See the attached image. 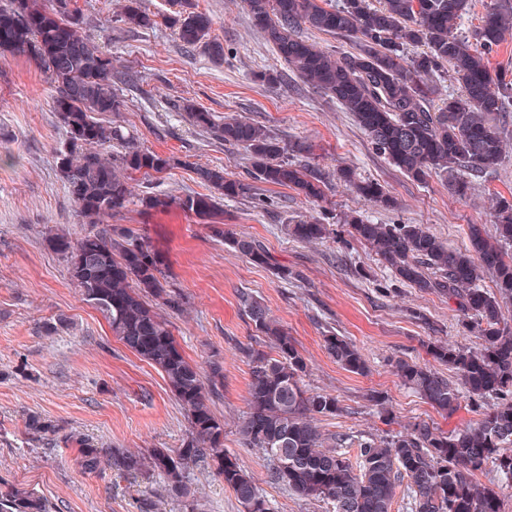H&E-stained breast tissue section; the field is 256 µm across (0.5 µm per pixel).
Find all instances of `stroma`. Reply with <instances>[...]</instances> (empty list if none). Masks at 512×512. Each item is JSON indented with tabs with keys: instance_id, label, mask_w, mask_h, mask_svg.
Returning a JSON list of instances; mask_svg holds the SVG:
<instances>
[{
	"instance_id": "35a3bbf8",
	"label": "stroma",
	"mask_w": 512,
	"mask_h": 512,
	"mask_svg": "<svg viewBox=\"0 0 512 512\" xmlns=\"http://www.w3.org/2000/svg\"><path fill=\"white\" fill-rule=\"evenodd\" d=\"M127 0H70L82 30L111 57L116 70L133 74L119 85L125 106L104 113V123L133 131L140 143L168 158V170L140 179L141 189L182 197L205 192L197 167L218 166L241 179L251 168L245 151L207 138L182 116L188 100L219 116L241 115L266 125L293 161L319 168L324 197L312 201L291 188L256 183L255 195L225 200L226 230L258 240L273 264L256 266L215 236L211 225L173 207L146 214L137 206L112 216L135 228L162 252L181 309L166 310L185 357L201 367L220 361L224 386L215 412L224 421V446L263 481L273 512H325L265 480L267 462L244 447L236 423L248 408L246 350L264 348L238 295L260 299L292 338L307 363L308 389L336 396L342 412L323 418V430L382 436L424 420L442 432L475 424L469 403L453 414L434 410L402 385L391 363L412 358L434 365L432 343L477 349L453 303L410 286L390 273L345 223L358 216L376 224H423L449 247L469 243L474 224L491 228L497 197L512 200V152L466 195L451 193L438 177L417 182L373 148L349 113L301 82L253 26L244 0H193L213 20L224 60L186 53L160 17L175 0H139L157 22L129 29L120 20ZM278 81L262 83L258 74ZM55 88L27 59L0 55V492L13 487L47 496L55 512H139L150 500L157 512H186L159 477L89 474L72 448H34L25 428L38 413L61 433L74 430L97 442L133 452L181 447L189 433L184 411L162 374L112 334L103 315L71 287L63 259L49 248L55 234L79 236L85 226L58 174L66 138L53 109ZM383 186L391 206L357 194L341 180ZM317 219L329 234L319 243L297 241L290 224ZM58 323L46 332V323ZM361 349L368 370L341 368L327 353V332ZM201 512H242L232 491L208 467L190 474Z\"/></svg>"
}]
</instances>
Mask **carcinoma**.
Returning <instances> with one entry per match:
<instances>
[{
	"label": "carcinoma",
	"mask_w": 512,
	"mask_h": 512,
	"mask_svg": "<svg viewBox=\"0 0 512 512\" xmlns=\"http://www.w3.org/2000/svg\"><path fill=\"white\" fill-rule=\"evenodd\" d=\"M255 27L264 31L278 56L305 83L351 113L374 148L407 176L423 181L448 179L455 194L502 163L507 141L497 123L512 83L493 70L488 52L512 31V5L500 4L486 15L472 37L458 27L472 0H245ZM127 25L154 23L133 0L124 6ZM177 31L186 51L201 50L214 62L224 61V45L211 36L213 20L180 0L179 10L164 17ZM308 26L319 32L357 39L354 53L335 55L299 35ZM422 44L427 51L407 58L405 47ZM34 62L56 88L54 109L66 131L58 154L59 176L90 229L76 238L54 235L52 250L67 265L70 284L84 295L91 284L112 299L101 313L112 334L158 369L185 411L190 435L177 450L156 448L145 456L95 443L69 432L59 435L52 421L33 414L29 434L39 442L54 438L75 448L87 473L116 470L124 475L161 476L169 493L183 499L187 512H199L189 486L190 471L215 469L243 512H272L259 479L224 448V419L212 408L211 394L224 385L223 366L209 362V373L190 363L174 337L163 308L180 306L171 289L165 263L153 244L133 229L103 219L131 204L144 212L173 205L201 220L216 217L225 198L253 195V183L296 188L308 198L322 196L320 171L297 165L270 130L247 118L220 119L192 103L182 105L188 121L214 139L245 150L252 160L250 181L224 176V169L200 167L196 174L208 194L173 198L138 193L131 174L164 172L169 161L143 147L120 125H105L95 114L124 106L114 88L112 56L81 33L80 19L69 0H0V53ZM451 78L459 92L436 102V81ZM117 151L109 154L106 148ZM341 179L384 206L389 193L372 182L357 181L349 171ZM355 234L400 280L448 297L463 324L482 340L478 351L442 344L430 348L438 362L455 373L441 372L400 358L393 371L440 413L455 412L462 400L481 415L473 427L451 433L416 421L394 435L357 437L326 432L323 417L341 407L331 393L306 389L307 363L288 332L261 300L243 293L244 312L255 331L275 350L246 352L250 371L248 409L236 432L247 448L270 462L268 478L298 496L330 505L329 512H392L397 492L410 512H501L512 492V325L501 303L512 300V202H499L494 235L473 224L470 248H451L423 224H373L350 217ZM301 241L324 238L326 227L301 221L290 225ZM229 244L257 265H271L266 248L250 236L232 235ZM97 253L99 260L82 270L75 258ZM492 273L496 292L480 287ZM327 353L344 370L362 374V351L344 336H324ZM492 467L498 481L477 479ZM48 498L34 490L12 489L0 497V512H51Z\"/></svg>",
	"instance_id": "1"
}]
</instances>
